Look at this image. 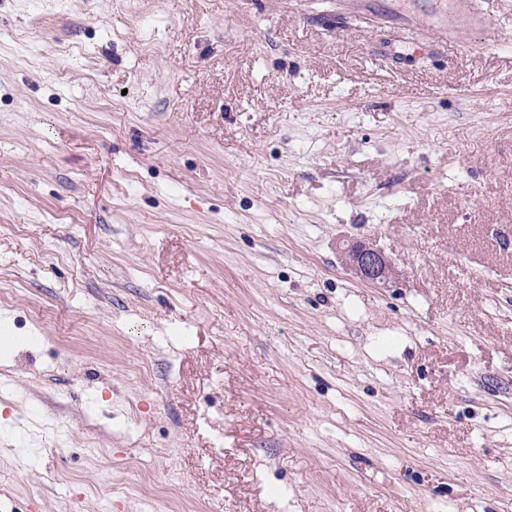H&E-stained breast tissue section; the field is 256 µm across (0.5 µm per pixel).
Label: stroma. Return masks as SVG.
<instances>
[{
	"instance_id": "35a3bbf8",
	"label": "stroma",
	"mask_w": 512,
	"mask_h": 512,
	"mask_svg": "<svg viewBox=\"0 0 512 512\" xmlns=\"http://www.w3.org/2000/svg\"><path fill=\"white\" fill-rule=\"evenodd\" d=\"M488 2L499 49L444 0H0L14 512H512ZM355 273L367 282H386L394 274L393 268L381 249L367 245L348 246L344 249Z\"/></svg>"
}]
</instances>
